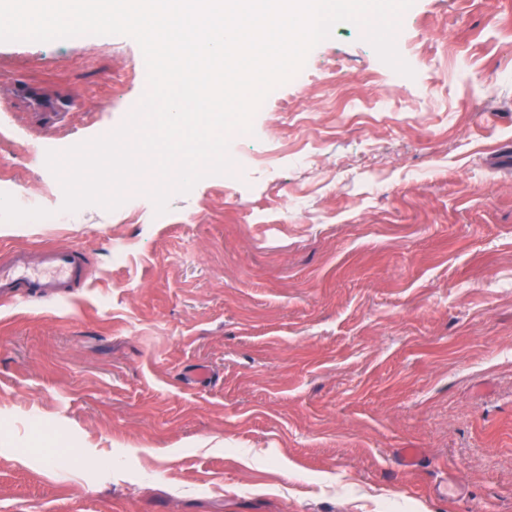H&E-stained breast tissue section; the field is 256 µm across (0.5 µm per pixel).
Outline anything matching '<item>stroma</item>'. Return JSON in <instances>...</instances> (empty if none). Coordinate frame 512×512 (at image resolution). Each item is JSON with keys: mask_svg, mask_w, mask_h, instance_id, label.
Returning <instances> with one entry per match:
<instances>
[{"mask_svg": "<svg viewBox=\"0 0 512 512\" xmlns=\"http://www.w3.org/2000/svg\"><path fill=\"white\" fill-rule=\"evenodd\" d=\"M400 22L410 84L337 24L235 181L0 225L94 267L0 301V512H512V0ZM142 56L0 42V179L60 209L47 151L118 129Z\"/></svg>", "mask_w": 512, "mask_h": 512, "instance_id": "1", "label": "stroma"}]
</instances>
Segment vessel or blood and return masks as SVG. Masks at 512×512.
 <instances>
[{"instance_id": "b4317fda", "label": "vessel or blood", "mask_w": 512, "mask_h": 512, "mask_svg": "<svg viewBox=\"0 0 512 512\" xmlns=\"http://www.w3.org/2000/svg\"><path fill=\"white\" fill-rule=\"evenodd\" d=\"M90 274L83 250L71 245L53 246L36 254L17 251L0 260V300L37 295L57 301Z\"/></svg>"}]
</instances>
